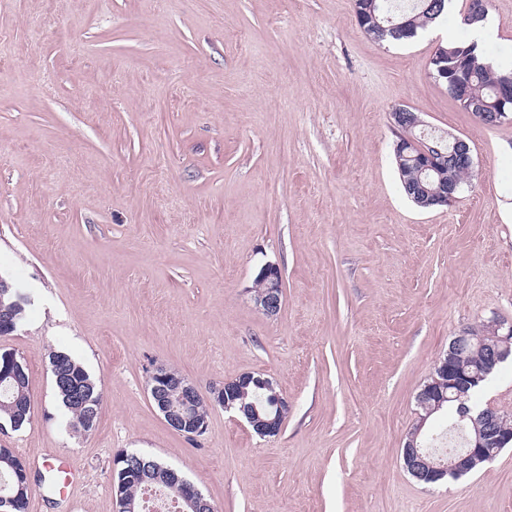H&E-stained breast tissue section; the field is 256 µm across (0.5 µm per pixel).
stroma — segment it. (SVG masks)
Segmentation results:
<instances>
[{
	"label": "stroma",
	"mask_w": 512,
	"mask_h": 512,
	"mask_svg": "<svg viewBox=\"0 0 512 512\" xmlns=\"http://www.w3.org/2000/svg\"><path fill=\"white\" fill-rule=\"evenodd\" d=\"M466 0L405 44L358 26L353 0H0V274L28 299L0 336L32 413L0 432L34 471L28 512H114L112 460L151 455L214 512H512V446L426 486L402 447L452 336L512 318V118L479 124L431 72L441 43L512 52V0L477 38ZM466 140L450 207L402 192L389 114ZM284 304L261 314V267ZM101 382L95 427L72 433L50 359ZM202 395L245 373L288 401L260 437L210 406L171 429L157 367ZM253 300L256 307L267 317H277L283 307V283L280 269L274 264L264 265L255 279Z\"/></svg>",
	"instance_id": "35a3bbf8"
}]
</instances>
